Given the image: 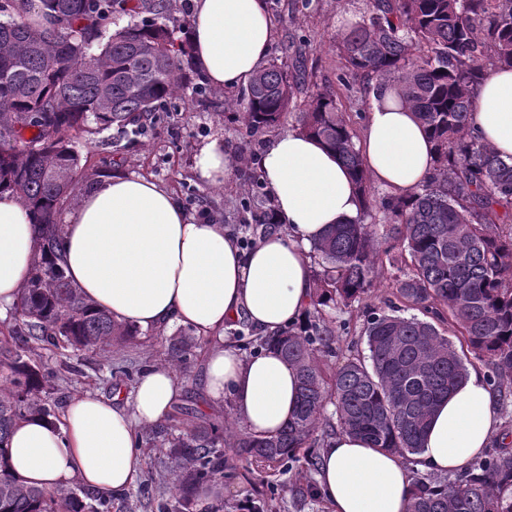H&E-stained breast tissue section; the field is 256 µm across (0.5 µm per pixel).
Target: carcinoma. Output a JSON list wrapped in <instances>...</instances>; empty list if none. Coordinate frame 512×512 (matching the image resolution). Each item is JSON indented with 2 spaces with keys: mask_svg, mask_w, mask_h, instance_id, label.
Instances as JSON below:
<instances>
[{
  "mask_svg": "<svg viewBox=\"0 0 512 512\" xmlns=\"http://www.w3.org/2000/svg\"><path fill=\"white\" fill-rule=\"evenodd\" d=\"M0 0V194L25 204L36 228L31 275L0 335V449L14 424L57 418L56 375L35 350H98L111 377L132 382L140 367L112 360V346L138 334L85 298L66 277L59 216L76 196L81 158L71 132L116 130L130 143L164 121L192 69L176 0ZM103 15L130 24L100 29ZM354 76L398 87L434 145L433 170L408 196L379 195L365 172L347 107L329 85H313L298 130L337 152L360 190L358 216L334 224L313 245L315 292L305 324L277 337L245 335L243 347H275L298 374L297 409L272 436L239 419L202 417L175 406L140 435L165 450L172 492L158 512H193L196 490L224 477L226 452L248 466L288 459L319 470L325 438L341 429L372 447L419 456L435 406L468 377L475 359L499 393L512 391V161L471 124L474 89L493 69H512V0H371L338 40ZM306 60L291 72L273 61L228 98L253 135L278 127L308 84ZM260 183L236 202L234 231L275 223L259 209ZM388 226L381 236L365 217ZM398 275L385 309L364 323L367 353L335 363L337 337L325 310L349 307L377 287L384 265ZM418 310L428 318L405 312ZM453 329L454 339L446 335ZM198 346L190 327L170 338L162 362L181 373ZM332 416H326L328 407ZM408 512H512V449H490L446 478L417 472ZM0 512H112V497L81 488L48 493L23 484L0 456Z\"/></svg>",
  "mask_w": 512,
  "mask_h": 512,
  "instance_id": "1",
  "label": "carcinoma"
}]
</instances>
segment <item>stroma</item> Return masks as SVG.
<instances>
[{
  "label": "stroma",
  "instance_id": "stroma-1",
  "mask_svg": "<svg viewBox=\"0 0 512 512\" xmlns=\"http://www.w3.org/2000/svg\"><path fill=\"white\" fill-rule=\"evenodd\" d=\"M369 0H312L310 9H300V0H268V11L275 26V38L269 60H284L294 65L298 56H306L315 84L338 85L344 74V61L335 43L339 36L367 9ZM225 89L212 88L207 100L197 101L191 89L180 90L167 109L171 119L159 124L142 143L128 146H103L100 136L77 133L73 147L81 155L84 183L109 174H135L151 179L170 191L193 220H207L232 227L234 205L241 185L249 184L259 171V157L277 132L296 129L295 112H288L278 130L251 137L236 113L225 110ZM222 136L232 163L223 186L204 182L194 170L197 146L213 136ZM249 162H241V155ZM386 288L373 290L364 302L345 310L333 311L338 345L343 355L365 351L363 324L367 307H382ZM79 371L66 375L58 383L56 397L67 405L75 396L91 392L105 397L121 393L131 396L132 385L111 379L98 352L85 351L74 357ZM300 463L281 468L274 488L263 485L258 471L237 468L225 472L220 484L221 498L196 500L195 512H241L242 508L264 504L265 512H327L322 498L301 495L300 489L313 480Z\"/></svg>",
  "mask_w": 512,
  "mask_h": 512
}]
</instances>
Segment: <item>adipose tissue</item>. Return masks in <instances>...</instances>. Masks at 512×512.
<instances>
[{"label": "adipose tissue", "mask_w": 512, "mask_h": 512, "mask_svg": "<svg viewBox=\"0 0 512 512\" xmlns=\"http://www.w3.org/2000/svg\"><path fill=\"white\" fill-rule=\"evenodd\" d=\"M191 10L200 73L218 88L248 84L274 39L265 0H192ZM472 121L501 158H512V70L485 77ZM359 148L370 179L397 195L413 191L432 170L429 135L390 86L373 98ZM230 166L223 138L198 146L195 169L202 180L224 184ZM260 166L286 233H268L241 249L223 225L187 217L155 182L117 174L98 179L68 213L61 264L82 295L115 320L143 329L187 325L207 337L212 407L232 401L249 432L270 435L295 411L297 372L272 348L242 356L225 344L224 329L242 317L266 335L300 324L314 288L309 251L330 225L356 217L359 199L338 154L299 131L273 139ZM34 258L35 232L24 203L0 194V312L17 302ZM178 393L170 367L149 366L130 404L85 394L59 419L19 421L5 456L26 485L54 492L77 481L121 495L142 470L139 432L162 420ZM499 424L495 396L482 375L470 373L430 421L424 468L465 470ZM319 488L329 512H406L410 476L401 456L340 433L321 452Z\"/></svg>", "instance_id": "obj_1"}]
</instances>
